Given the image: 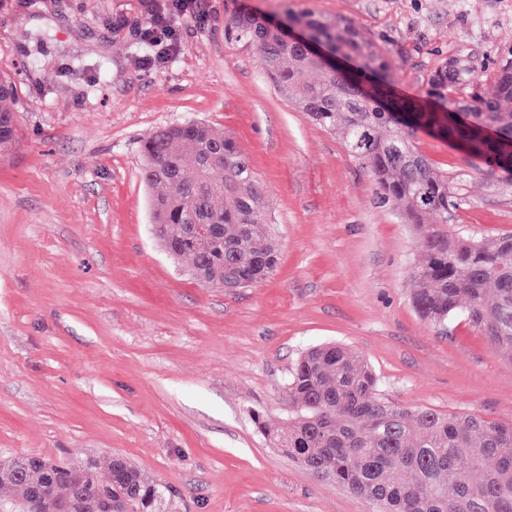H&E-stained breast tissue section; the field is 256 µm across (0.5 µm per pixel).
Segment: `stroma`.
<instances>
[{
    "label": "stroma",
    "instance_id": "35a3bbf8",
    "mask_svg": "<svg viewBox=\"0 0 512 512\" xmlns=\"http://www.w3.org/2000/svg\"><path fill=\"white\" fill-rule=\"evenodd\" d=\"M164 3L0 0V73L18 88L17 138L0 150V460L119 453L173 488L167 512H370L254 423L284 422L301 352L351 346L385 401L488 420L512 418V353L417 314L415 227L224 24L348 20L415 97L452 58L489 75L512 52V0H201L205 19L182 20L177 53L145 69L140 32ZM189 121L233 138L266 186L280 264L257 286L197 282L150 235L140 145ZM418 142L461 177L452 223L512 234V178Z\"/></svg>",
    "mask_w": 512,
    "mask_h": 512
}]
</instances>
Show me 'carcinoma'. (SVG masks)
I'll return each instance as SVG.
<instances>
[{
	"instance_id": "cac0c4a2",
	"label": "carcinoma",
	"mask_w": 512,
	"mask_h": 512,
	"mask_svg": "<svg viewBox=\"0 0 512 512\" xmlns=\"http://www.w3.org/2000/svg\"><path fill=\"white\" fill-rule=\"evenodd\" d=\"M306 33L352 63L336 73L319 55L288 41L278 24L248 14L224 24V37L263 59L273 86L320 126L340 135L371 174L383 204L416 225L421 246L411 270L419 315L446 327L468 323L487 342L512 352V235L463 234L448 214L463 205L459 176L439 170L417 146L420 132L465 147L494 175L512 174V57L491 75V91L469 69L444 65L426 95L396 92L390 53L353 25L313 14H288ZM467 93L458 105L448 89ZM13 79L0 75V147L17 135ZM143 180L152 190L158 241L188 261L195 278L239 288L264 282L279 264L268 224L266 189L248 158L204 122L167 126L141 145ZM380 380L355 351L339 343L311 347L286 378L288 424L261 416L265 439L316 476L367 500L375 512H512V418L403 408L384 401ZM0 483L17 499L0 512H161L171 487L150 482L124 457L110 463L18 457L0 466Z\"/></svg>"
}]
</instances>
